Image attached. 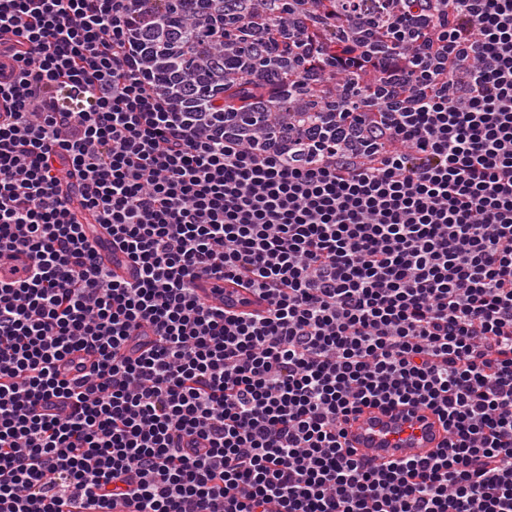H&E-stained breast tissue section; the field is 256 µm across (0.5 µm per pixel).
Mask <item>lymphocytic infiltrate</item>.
Segmentation results:
<instances>
[{
  "mask_svg": "<svg viewBox=\"0 0 512 512\" xmlns=\"http://www.w3.org/2000/svg\"><path fill=\"white\" fill-rule=\"evenodd\" d=\"M376 2L0 0V512H512V0ZM199 286L197 292L203 302L219 304L226 311L261 314L266 310L267 303L257 294L233 288L228 281L208 277L200 281ZM344 442L377 464L429 457L447 438L443 423L421 406L364 407L343 425Z\"/></svg>",
  "mask_w": 512,
  "mask_h": 512,
  "instance_id": "obj_1",
  "label": "lymphocytic infiltrate"
}]
</instances>
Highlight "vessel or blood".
Masks as SVG:
<instances>
[{"instance_id":"b4317fda","label":"vessel or blood","mask_w":512,"mask_h":512,"mask_svg":"<svg viewBox=\"0 0 512 512\" xmlns=\"http://www.w3.org/2000/svg\"><path fill=\"white\" fill-rule=\"evenodd\" d=\"M203 302L232 312L264 313L267 304L257 294L207 278L199 283ZM344 441L358 457L383 464L395 459L429 457L447 437L442 422L420 406L376 405L351 415L343 425Z\"/></svg>"}]
</instances>
